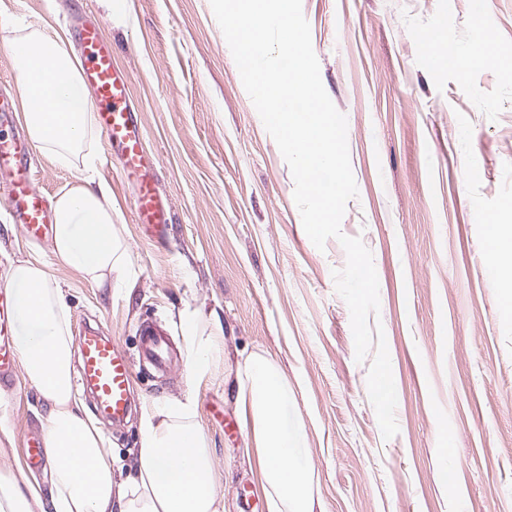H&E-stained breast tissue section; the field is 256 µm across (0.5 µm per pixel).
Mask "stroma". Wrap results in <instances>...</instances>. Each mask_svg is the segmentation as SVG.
Returning <instances> with one entry per match:
<instances>
[{
	"label": "stroma",
	"instance_id": "stroma-1",
	"mask_svg": "<svg viewBox=\"0 0 512 512\" xmlns=\"http://www.w3.org/2000/svg\"><path fill=\"white\" fill-rule=\"evenodd\" d=\"M117 60L132 75L144 147L171 208L159 232L136 223V190L120 163L96 166L112 191L137 279L131 291L96 288L59 271L73 335L96 324L133 356L137 406L194 387L224 497V512H268L236 411L241 352L269 355L288 378L303 426L315 512H512V309L486 281L483 219L512 198V0H302L323 86L347 119L358 188L341 222L373 255L381 321L397 392L398 434L384 439L369 399L370 360L356 361L350 312L333 273L339 240L317 249L295 204L294 179L246 92L210 0H92ZM76 0H0V94L16 97L9 48L27 23L71 30ZM488 35L498 55L463 72L448 55ZM48 198L77 183L34 154ZM25 239L0 197V277L18 259L50 260ZM218 316L224 356L191 377L177 312ZM153 323L175 353L164 374L137 362ZM0 422L14 433L5 458H24L42 430L35 389L0 390ZM116 477L137 454V418L103 426ZM454 446L441 453L443 435Z\"/></svg>",
	"mask_w": 512,
	"mask_h": 512
}]
</instances>
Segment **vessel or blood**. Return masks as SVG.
<instances>
[{"label":"vessel or blood","mask_w":512,"mask_h":512,"mask_svg":"<svg viewBox=\"0 0 512 512\" xmlns=\"http://www.w3.org/2000/svg\"><path fill=\"white\" fill-rule=\"evenodd\" d=\"M79 39L82 83L92 98L97 126L110 149L122 156V176L137 186L135 219L160 229L171 221L170 207L157 189L153 162L143 155V130L131 106L129 78L116 68L102 23L82 26ZM30 154L25 140L0 139V196L9 203L27 240L42 242L52 237L54 222L36 184ZM13 313L11 300L0 289V387L5 388L19 376ZM139 354L158 371L172 362L165 336L148 323L140 328ZM78 356L77 383L91 393L96 413L112 421L125 417L132 407V364L120 343L90 330L79 338Z\"/></svg>","instance_id":"vessel-or-blood-1"}]
</instances>
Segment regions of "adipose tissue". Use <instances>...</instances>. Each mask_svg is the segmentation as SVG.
<instances>
[{"label": "adipose tissue", "instance_id": "obj_1", "mask_svg": "<svg viewBox=\"0 0 512 512\" xmlns=\"http://www.w3.org/2000/svg\"><path fill=\"white\" fill-rule=\"evenodd\" d=\"M65 33L41 26L14 40L22 120L32 143L61 167L84 174L81 186L52 202L54 264L20 259L0 283L15 300L19 360L24 379L47 409L45 455L49 491L0 465V512H224L209 441L196 422L194 389L142 409L133 472L115 479L102 431L73 388V337L69 307L54 266L77 272L97 288H131L136 273L121 230L112 220V193L88 172L96 131L93 106L82 87ZM484 251L512 308V229L485 223ZM186 365L210 371L222 358L219 322L201 328L198 313L180 311ZM288 382L269 357L240 362L234 403L248 431V456L269 512H313L312 478L304 466L305 433L288 411Z\"/></svg>", "mask_w": 512, "mask_h": 512}]
</instances>
